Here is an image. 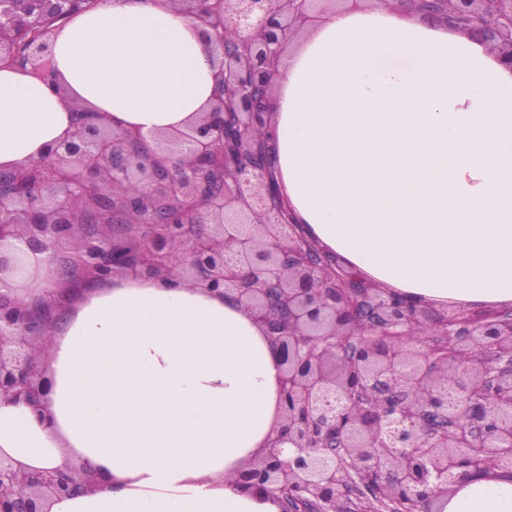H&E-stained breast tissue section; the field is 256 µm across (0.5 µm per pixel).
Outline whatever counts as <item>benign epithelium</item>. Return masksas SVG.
Masks as SVG:
<instances>
[{
    "label": "benign epithelium",
    "mask_w": 512,
    "mask_h": 512,
    "mask_svg": "<svg viewBox=\"0 0 512 512\" xmlns=\"http://www.w3.org/2000/svg\"><path fill=\"white\" fill-rule=\"evenodd\" d=\"M219 56L207 111L178 135L112 126L73 104L76 129L17 170H0V242L50 251L66 280L178 277L230 296L280 358V419L234 472L282 512H439L487 462L512 469V307L475 314L408 304L301 235L278 193L271 122L278 65L311 21L357 0H172ZM487 44L512 70V0H388ZM94 0H0V64L44 59L56 23ZM114 221L73 220L88 203ZM54 294L0 298V399L44 408ZM294 454L283 456L282 445ZM95 488L74 466L0 459V512H51Z\"/></svg>",
    "instance_id": "obj_1"
}]
</instances>
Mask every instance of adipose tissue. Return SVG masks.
<instances>
[{"label":"adipose tissue","mask_w":512,"mask_h":512,"mask_svg":"<svg viewBox=\"0 0 512 512\" xmlns=\"http://www.w3.org/2000/svg\"><path fill=\"white\" fill-rule=\"evenodd\" d=\"M49 69L0 65V169L72 133L76 102L146 134L184 128L218 72L170 0H100L55 31ZM276 83L275 176L310 239L415 304H512V71L362 0L308 26ZM0 251L17 259L0 297L57 283L49 253ZM51 336L43 413L0 401V458L98 479L52 512H280L227 482L278 416L277 353L239 305L126 274L69 301ZM444 512H512V477L486 470Z\"/></svg>","instance_id":"adipose-tissue-1"}]
</instances>
